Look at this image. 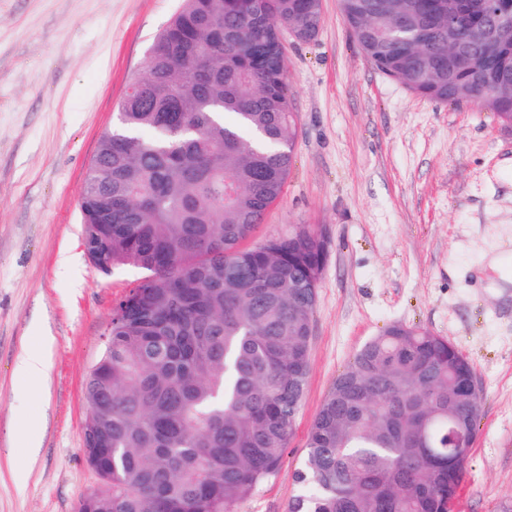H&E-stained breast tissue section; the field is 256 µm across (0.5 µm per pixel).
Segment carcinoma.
I'll return each instance as SVG.
<instances>
[{"label": "carcinoma", "mask_w": 512, "mask_h": 512, "mask_svg": "<svg viewBox=\"0 0 512 512\" xmlns=\"http://www.w3.org/2000/svg\"><path fill=\"white\" fill-rule=\"evenodd\" d=\"M184 0L118 103L81 198L112 268L148 271L112 305V438L78 512H234L274 477L307 390L318 272L312 224L252 239L290 174L284 34L317 38L321 0ZM481 0H339L365 57L442 103L512 125V14ZM457 16L448 34V13ZM448 340L395 323L337 376L309 429L288 512H451L482 395Z\"/></svg>", "instance_id": "carcinoma-1"}]
</instances>
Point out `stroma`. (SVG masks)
<instances>
[{
	"instance_id": "stroma-1",
	"label": "stroma",
	"mask_w": 512,
	"mask_h": 512,
	"mask_svg": "<svg viewBox=\"0 0 512 512\" xmlns=\"http://www.w3.org/2000/svg\"><path fill=\"white\" fill-rule=\"evenodd\" d=\"M182 0H0V512H76L86 377L114 300L144 270L104 275L82 248L80 202L99 137ZM316 40L286 37L294 159L258 236L315 225L326 260L306 397L279 473L236 512H288L308 429L338 373L394 323L446 337L483 394L452 512H512V129L475 101L418 95L370 63L339 0ZM53 338L45 383L14 374ZM43 426L28 453L17 425Z\"/></svg>"
}]
</instances>
